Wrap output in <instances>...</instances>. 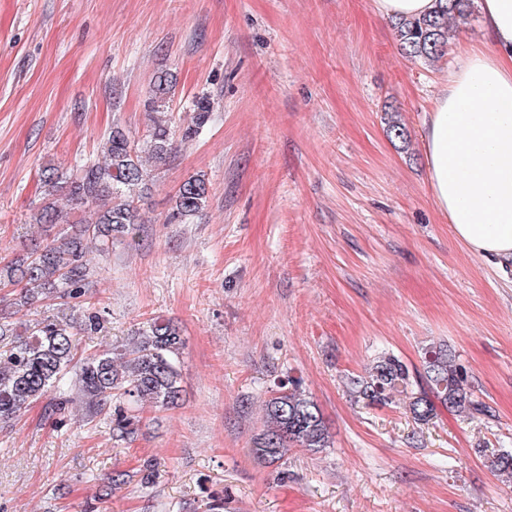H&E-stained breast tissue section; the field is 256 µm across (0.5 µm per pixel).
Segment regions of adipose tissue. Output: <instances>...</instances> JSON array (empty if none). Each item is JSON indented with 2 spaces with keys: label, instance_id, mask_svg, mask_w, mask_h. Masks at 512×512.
<instances>
[{
  "label": "adipose tissue",
  "instance_id": "obj_1",
  "mask_svg": "<svg viewBox=\"0 0 512 512\" xmlns=\"http://www.w3.org/2000/svg\"><path fill=\"white\" fill-rule=\"evenodd\" d=\"M493 48H475L434 99L423 134L432 198L455 238L512 260V0H480Z\"/></svg>",
  "mask_w": 512,
  "mask_h": 512
}]
</instances>
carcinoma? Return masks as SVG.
<instances>
[{
	"label": "carcinoma",
	"instance_id": "cac0c4a2",
	"mask_svg": "<svg viewBox=\"0 0 512 512\" xmlns=\"http://www.w3.org/2000/svg\"><path fill=\"white\" fill-rule=\"evenodd\" d=\"M474 0H437L434 11L393 23L401 53L411 59L434 62L447 52L451 23L472 15ZM172 77L156 76L149 90L146 111L149 126L137 142L127 132L112 128L101 145V158L84 163L75 177L53 165L40 169L42 202L32 223L48 228L67 225V230L44 243L36 241L11 261L0 265V286L18 289L14 307L22 310L53 297L77 299L89 283L93 269L86 259L89 246L100 253L114 240L136 242L139 225L145 223L141 203L153 184V171L166 162L173 150L175 130L169 114ZM193 124L182 130L181 140L189 141L206 123L210 102L201 96L196 102ZM208 189L204 179L190 177L173 198L170 219L190 223L205 208ZM92 209L91 218L81 216ZM103 323L95 311L75 317H52L36 323L0 314V424L17 420L38 399L50 394L60 411L72 403L61 392L65 375L73 373L74 387L87 399L88 408L105 409L113 399H123L128 407L116 406L113 430L131 439L140 423L132 410L149 405L170 410L181 400L178 360L185 346L180 328L157 317L124 349L103 350L77 361L73 330L82 327L97 333ZM423 373L430 393L409 395L415 371L399 357L383 353L373 360L367 375L351 377L347 386L355 399L383 406L397 395L409 396L408 410L416 422L426 423L442 406L468 416L484 413L474 399L467 368L457 362L446 346L431 345L423 356ZM263 429L251 448L254 462L270 466L294 448L315 451L327 447L329 432L317 403L299 384L290 382L271 391L264 401ZM491 467L512 478V451L489 455Z\"/></svg>",
	"mask_w": 512,
	"mask_h": 512
}]
</instances>
